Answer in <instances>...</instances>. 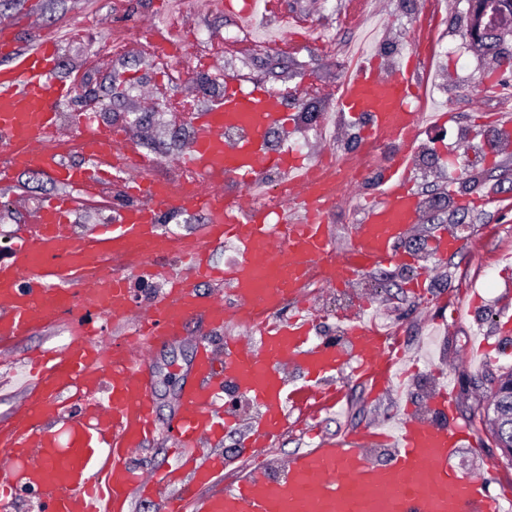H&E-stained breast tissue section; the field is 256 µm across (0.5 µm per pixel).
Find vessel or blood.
Segmentation results:
<instances>
[{"mask_svg": "<svg viewBox=\"0 0 512 512\" xmlns=\"http://www.w3.org/2000/svg\"><path fill=\"white\" fill-rule=\"evenodd\" d=\"M56 53L49 33H39L22 51L11 31L0 30V56L22 58L21 66L0 73V183L37 170L64 188L35 210L9 260L0 262V342L29 334L41 321L62 318L69 328L61 349L32 355L27 398L0 422V501L27 487L45 494L44 512H126L136 490L158 498L161 512H512V500L492 493L486 476L449 465L468 429L453 420L457 394L447 382L433 391L431 403L448 424L429 423L408 408L394 434L370 427L303 449L279 473L258 468L224 490L196 492L222 469L211 447L235 422L217 410L224 385L258 411L241 448L255 455L273 445L294 412L312 408L317 382L345 366L378 390L399 379L401 356L373 321L348 318L347 341L338 346L312 341L311 315L281 319L277 313L287 303L305 304L311 274L322 287L348 288L363 272L398 261L395 245L419 218L411 172L422 130L415 104L422 53L411 52L387 74L374 58L357 56L338 87L340 110L368 117L365 139L400 143L376 202L352 225L343 251L327 218L346 194L336 181L345 161L328 147L313 159L271 149L270 132L291 125L281 92L227 82L220 102L196 117V135L176 162L180 176L148 180L139 174L132 136L88 120L75 128L86 165L62 157L56 104L72 88L53 77ZM228 129L240 131V138L225 139ZM271 168L283 170L286 180L285 207L274 217L253 197ZM112 179L131 189L135 201L117 211L112 226L76 235V192ZM228 180L240 185L241 195H224ZM181 210L206 213L202 235L181 241L158 231L162 214ZM222 243L238 257L217 269L210 256ZM174 253L183 266L165 272L153 310L135 315L130 279L107 266L106 257L137 256L142 273L152 276L157 262ZM204 280L226 288V296H202ZM200 314L211 325L232 320L241 329L225 337L220 354L198 341L193 379L173 424L177 463L161 473L143 471L131 458L158 431L146 385L150 354L181 337ZM96 315L123 327L124 335L98 339L91 325ZM290 367L309 385L288 390ZM72 388L92 396L88 410L61 431H39V423L60 416ZM369 442L391 447L386 465L369 459ZM186 470L192 484L165 495Z\"/></svg>", "mask_w": 512, "mask_h": 512, "instance_id": "b4317fda", "label": "vessel or blood"}]
</instances>
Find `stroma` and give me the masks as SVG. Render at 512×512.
<instances>
[{"mask_svg":"<svg viewBox=\"0 0 512 512\" xmlns=\"http://www.w3.org/2000/svg\"><path fill=\"white\" fill-rule=\"evenodd\" d=\"M204 2L126 0L128 9L122 13L115 11L113 0H0V25L15 26L22 49L38 30L58 35L55 77L82 85L59 107L63 127L74 126L79 116L88 113L100 116L112 127L131 131L140 151L162 159L159 176L172 177L176 170L170 161L188 145L187 139L175 134L176 124H193L209 108L199 96L203 71L290 91L287 108L292 114L332 107L347 57L376 55L390 67L410 51L415 12L422 0H368L366 17L356 24L349 22L348 12L359 0H277L279 9L297 21L324 29L329 43L303 41L281 54H258L248 43L223 52L209 44L188 47L182 54L188 70L177 82L154 66L139 31L127 34L133 45L128 57H116L108 45L113 28L146 16L154 27L178 40H190L201 27L223 40L236 17L224 8L207 12ZM444 2L439 34L451 52L433 75L438 88L435 108L452 112L453 118L424 129L429 154L412 176L418 191L431 187L449 192L451 204L439 213L421 211L400 246L403 261L384 267L372 288L310 296L325 340H332V331L345 313L365 315L383 330L396 326L405 385L379 392L344 373L331 381L343 397L338 408L292 419L274 447L247 462L239 448L257 411L247 398L225 390L237 423L216 445L227 461L224 483H231L244 466L274 470L298 450L321 440L371 425H394L408 406L428 421H441L429 399L443 374L456 386L459 422L469 425L474 434L473 443L452 457V466L463 473L489 472L493 491L512 496V463L502 458L484 423L482 401L494 379L512 368V331L502 327L512 318V150L491 161L477 155L461 157L456 164L450 159L458 146L487 139L490 126L497 124L503 111L499 100L481 99L479 90L487 77L503 72L512 78V40L505 41L503 54L495 57L475 49L467 37L468 0ZM153 87L157 95L148 96ZM180 103L187 105L186 114L173 116V106ZM61 190V185L36 170L19 172L13 185L0 186V242H15L38 205ZM444 228L455 233L460 248L443 259L429 257V238ZM464 274L473 277L472 287H459ZM236 330L233 324L212 327L194 320L183 337L153 352L149 389L160 431L139 451L136 466L161 470L174 463V438L167 426L190 377L197 341L206 339L219 350L225 336ZM66 337L63 325H39L14 346H0V418L26 397L29 353L60 347Z\"/></svg>","mask_w":512,"mask_h":512,"instance_id":"1","label":"stroma"}]
</instances>
